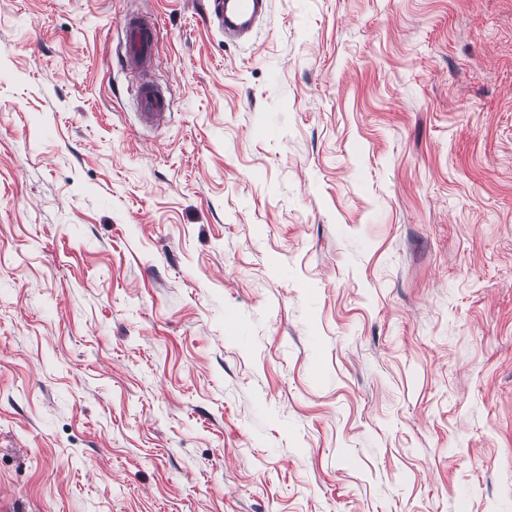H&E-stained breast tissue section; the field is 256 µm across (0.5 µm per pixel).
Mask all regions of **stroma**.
Masks as SVG:
<instances>
[{
  "instance_id": "1",
  "label": "stroma",
  "mask_w": 512,
  "mask_h": 512,
  "mask_svg": "<svg viewBox=\"0 0 512 512\" xmlns=\"http://www.w3.org/2000/svg\"><path fill=\"white\" fill-rule=\"evenodd\" d=\"M209 8L0 0V512H512V0ZM213 16L224 34L244 36L248 34L259 16L266 12L269 0H212ZM125 25L129 41L121 62L125 70L138 78V116L146 126H159L171 118V112L166 90L148 77L155 57L158 19L153 15L131 13Z\"/></svg>"
}]
</instances>
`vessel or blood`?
Listing matches in <instances>:
<instances>
[{
    "instance_id": "b4317fda",
    "label": "vessel or blood",
    "mask_w": 512,
    "mask_h": 512,
    "mask_svg": "<svg viewBox=\"0 0 512 512\" xmlns=\"http://www.w3.org/2000/svg\"><path fill=\"white\" fill-rule=\"evenodd\" d=\"M268 6L269 0H213V15L225 34L243 36L251 31ZM125 25L129 41L122 66L138 78V116L143 124L151 127L164 124L171 117L170 100L166 90L149 77L155 57L158 20L152 15L132 13Z\"/></svg>"
}]
</instances>
